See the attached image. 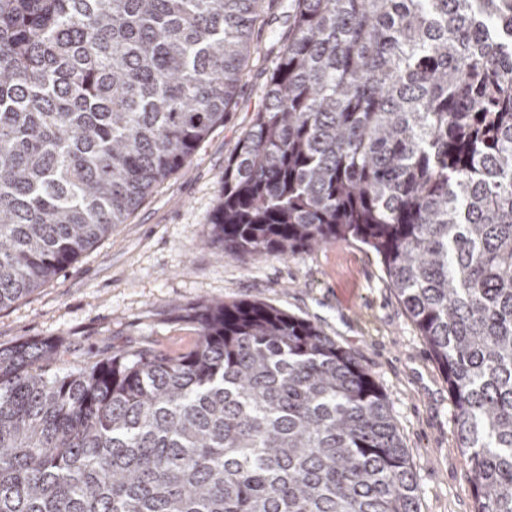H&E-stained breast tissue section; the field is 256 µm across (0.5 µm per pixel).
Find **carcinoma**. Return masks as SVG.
Returning a JSON list of instances; mask_svg holds the SVG:
<instances>
[{
    "label": "carcinoma",
    "mask_w": 512,
    "mask_h": 512,
    "mask_svg": "<svg viewBox=\"0 0 512 512\" xmlns=\"http://www.w3.org/2000/svg\"><path fill=\"white\" fill-rule=\"evenodd\" d=\"M208 245L354 239L442 369L474 512H512V0H292ZM266 0H0V309L224 123ZM62 374L0 348V512H420L379 385L257 302Z\"/></svg>",
    "instance_id": "cac0c4a2"
}]
</instances>
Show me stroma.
<instances>
[{
	"label": "stroma",
	"instance_id": "1",
	"mask_svg": "<svg viewBox=\"0 0 512 512\" xmlns=\"http://www.w3.org/2000/svg\"><path fill=\"white\" fill-rule=\"evenodd\" d=\"M255 31L252 72L222 126L126 223L52 280L0 309V347L55 341L64 372L112 354L192 348L190 309L249 301L305 318L350 351L386 393L416 475L422 512H473L466 456L456 445L448 385L377 257L355 240L288 258L239 257L204 246L224 162L259 108L269 49L286 39L281 6Z\"/></svg>",
	"mask_w": 512,
	"mask_h": 512
}]
</instances>
